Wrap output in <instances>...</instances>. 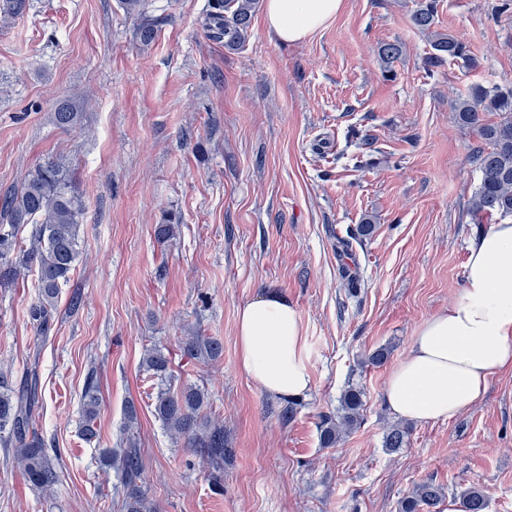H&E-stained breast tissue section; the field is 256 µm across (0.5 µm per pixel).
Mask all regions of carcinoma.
<instances>
[{"label":"carcinoma","mask_w":512,"mask_h":512,"mask_svg":"<svg viewBox=\"0 0 512 512\" xmlns=\"http://www.w3.org/2000/svg\"><path fill=\"white\" fill-rule=\"evenodd\" d=\"M260 0H209L203 29L206 37L237 51L250 36L252 19ZM28 0H0V23L8 25L27 9ZM435 0H422L412 13L411 22L429 36L433 54L428 66L439 67L454 61L467 69L480 66L467 43L459 36L435 29ZM450 107L457 123L475 132L484 144L473 155L480 180L470 200L474 220L484 217H512V85L475 84L466 94L452 99ZM80 114L62 104L54 119L61 127H72ZM0 285L35 272L37 302L30 318L37 331L46 335L53 322L59 289L75 273L79 259V230L83 204L75 191L72 176L60 162L48 160L38 165L25 179L21 189L0 200ZM30 225L28 246L16 243V229ZM183 355L204 362L218 360L222 345L207 336H185L180 341ZM142 365L161 382L154 401V414L175 441L191 448L207 460L211 475L218 479L228 452L224 426L211 424L201 416L207 405V393L196 385H172L169 361L156 349L145 352ZM41 387L36 370L27 371L20 384L0 370V446L12 450V461L27 481L45 496L55 493L59 478L55 462L57 451L49 448L37 431L41 412ZM100 398L98 387L87 384L82 396V435L87 440L97 436L96 420ZM363 402L355 389L346 391L341 400L342 415L335 422L325 419L320 425L323 447L336 445L342 429L356 425ZM100 466L118 465L124 475L126 512H151L142 488V462L139 449L131 446L116 455L105 448ZM443 498L441 488L431 482L419 484L401 501L399 512H432ZM484 494L473 487L460 497L461 512H485Z\"/></svg>","instance_id":"carcinoma-1"}]
</instances>
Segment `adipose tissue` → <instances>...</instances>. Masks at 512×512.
Instances as JSON below:
<instances>
[{
  "label": "adipose tissue",
  "mask_w": 512,
  "mask_h": 512,
  "mask_svg": "<svg viewBox=\"0 0 512 512\" xmlns=\"http://www.w3.org/2000/svg\"><path fill=\"white\" fill-rule=\"evenodd\" d=\"M343 0H265V23L278 41L304 40L332 21ZM236 343L240 369L270 395L309 391L305 336L286 295L268 290L242 304ZM512 370V218L496 220L468 246L465 284L447 311L418 330L386 381L392 412L422 424L475 405L489 380Z\"/></svg>",
  "instance_id": "obj_1"
}]
</instances>
